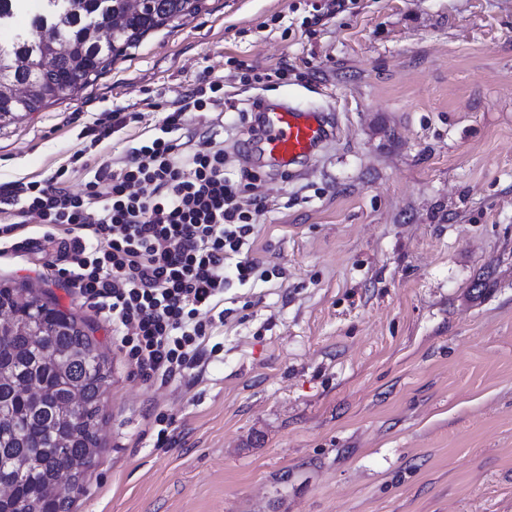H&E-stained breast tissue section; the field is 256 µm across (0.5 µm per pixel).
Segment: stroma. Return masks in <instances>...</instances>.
Returning a JSON list of instances; mask_svg holds the SVG:
<instances>
[{
	"label": "stroma",
	"instance_id": "stroma-1",
	"mask_svg": "<svg viewBox=\"0 0 512 512\" xmlns=\"http://www.w3.org/2000/svg\"><path fill=\"white\" fill-rule=\"evenodd\" d=\"M80 92L0 124V184L158 132L200 77L188 149L255 175L253 256L229 281L203 376L146 380L96 308L28 248L37 283L112 366L101 452L70 512H512V0H201ZM288 77L273 78L279 67ZM256 73L271 74L260 88ZM322 111L331 140L285 169L258 151L263 106ZM142 113L100 143L108 112ZM171 418L158 442L157 415ZM223 88V82L212 81L207 76L199 78L197 85L186 92L179 102L180 104L174 106V109L166 113L162 119L161 132L171 135L184 129L187 122V112L192 110L201 112L208 109H221L220 112H223L224 92L222 97L212 95Z\"/></svg>",
	"mask_w": 512,
	"mask_h": 512
}]
</instances>
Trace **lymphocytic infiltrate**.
<instances>
[{
    "instance_id": "lymphocytic-infiltrate-1",
    "label": "lymphocytic infiltrate",
    "mask_w": 512,
    "mask_h": 512,
    "mask_svg": "<svg viewBox=\"0 0 512 512\" xmlns=\"http://www.w3.org/2000/svg\"><path fill=\"white\" fill-rule=\"evenodd\" d=\"M221 88L199 78L166 113L160 136L99 161L83 192H72L60 171L0 186L9 216L0 225V252L15 247L21 227L42 225L44 238L60 248L58 274L111 321L148 380L204 369L227 260L242 283L259 269L251 250L263 202L239 205L223 149L190 151L177 136L189 111L223 108Z\"/></svg>"
}]
</instances>
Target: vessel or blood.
<instances>
[{
	"instance_id": "1",
	"label": "vessel or blood",
	"mask_w": 512,
	"mask_h": 512,
	"mask_svg": "<svg viewBox=\"0 0 512 512\" xmlns=\"http://www.w3.org/2000/svg\"><path fill=\"white\" fill-rule=\"evenodd\" d=\"M260 127L259 150L277 168L310 159L330 135L323 114L288 104L266 107Z\"/></svg>"
}]
</instances>
